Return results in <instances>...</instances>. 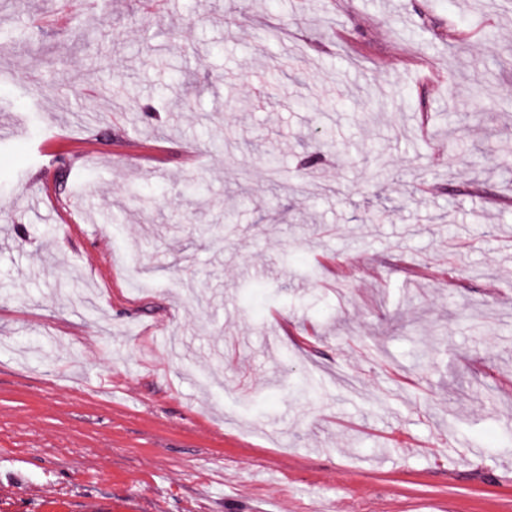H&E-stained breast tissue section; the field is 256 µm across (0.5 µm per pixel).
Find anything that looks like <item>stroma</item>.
<instances>
[{
	"instance_id": "35a3bbf8",
	"label": "stroma",
	"mask_w": 512,
	"mask_h": 512,
	"mask_svg": "<svg viewBox=\"0 0 512 512\" xmlns=\"http://www.w3.org/2000/svg\"><path fill=\"white\" fill-rule=\"evenodd\" d=\"M491 2L27 0L39 40L0 50V512H512Z\"/></svg>"
}]
</instances>
